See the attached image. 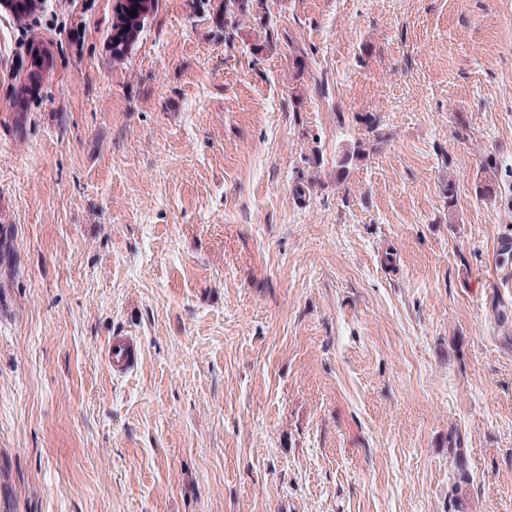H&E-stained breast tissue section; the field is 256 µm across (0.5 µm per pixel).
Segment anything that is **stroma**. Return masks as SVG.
<instances>
[{"mask_svg": "<svg viewBox=\"0 0 512 512\" xmlns=\"http://www.w3.org/2000/svg\"><path fill=\"white\" fill-rule=\"evenodd\" d=\"M266 4L0 13V512H512V0ZM118 3L112 10V24L109 38V53L112 57V63L122 64L130 57V52L138 43L147 20L143 16L146 8L150 6L151 0L146 3L145 0H114ZM136 9L137 15L130 16V11ZM125 26H129L125 30ZM216 7V15L222 17L224 25V41L229 44H234L240 18H263L266 13L264 0H220ZM40 59V64L36 63V60ZM35 67L38 68V71H35ZM49 67V63L44 56H33L29 55L27 59V82L24 84V88L19 90L16 87L15 94L20 99L24 98L27 94L31 96L33 93L37 91L39 87H36L35 82L42 78L44 71ZM18 91L21 93L19 95ZM134 359V343L131 339L114 340L108 347L106 361L112 369L123 370Z\"/></svg>", "mask_w": 512, "mask_h": 512, "instance_id": "35a3bbf8", "label": "stroma"}]
</instances>
